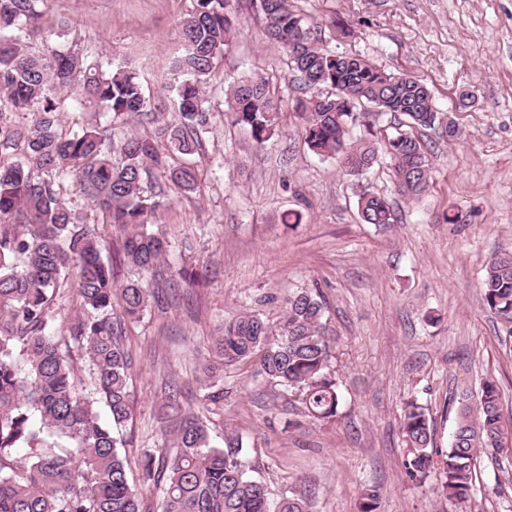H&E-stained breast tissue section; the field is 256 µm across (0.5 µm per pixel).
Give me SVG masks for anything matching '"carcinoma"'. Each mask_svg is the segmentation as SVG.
<instances>
[{"label": "carcinoma", "instance_id": "obj_1", "mask_svg": "<svg viewBox=\"0 0 512 512\" xmlns=\"http://www.w3.org/2000/svg\"><path fill=\"white\" fill-rule=\"evenodd\" d=\"M232 0H193L181 22L185 53L171 86L174 112L152 134L117 138L96 126L62 129L64 101L57 92L77 85L81 105L104 112L112 123L141 122L159 111L127 66L87 63L50 42L27 50L12 31L38 28L35 0H0V512H144L142 492L129 479L126 440L119 429L131 414V355L122 321L135 322L150 306L142 279H118L114 261L102 257L103 236L83 226V216L62 199L69 183L124 233L123 261L141 274L156 272L169 247L148 224L161 202L143 195V184L161 176L186 193L198 189L188 157L196 154L210 125L205 88L219 58L239 30ZM269 40L311 91L296 97L304 141L314 154L333 158L360 177L381 158L391 163L397 191L409 199L427 192L432 170L413 129L446 126L430 90L418 80L389 73L356 55H336L319 45L314 28L288 0H260ZM234 124L263 143L275 132L279 104L261 77L237 80L226 93ZM368 105L400 114L406 129L377 132ZM361 132L352 135V129ZM364 224L395 221L389 200L365 188L358 201ZM78 269L80 311L70 321L74 347L55 341L56 298L67 271ZM483 301L512 337V252L488 263ZM279 337L257 314L224 325L214 353L230 365L259 357L278 386L300 393L307 416H336L341 403L329 368L320 297L306 289L285 301ZM85 353L93 395L80 392L72 349ZM165 434L176 452L145 454L142 481L161 490L158 512H312L306 498L271 506L267 489L248 474L242 444L217 448L207 427L168 387ZM454 431L446 448L435 446L425 408L405 409L400 431L408 448L409 474L425 473L441 458L440 490L450 503L470 499L476 461L512 449V416L503 414L495 380L473 397L452 400Z\"/></svg>", "mask_w": 512, "mask_h": 512}]
</instances>
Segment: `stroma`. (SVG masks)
Segmentation results:
<instances>
[{
    "mask_svg": "<svg viewBox=\"0 0 512 512\" xmlns=\"http://www.w3.org/2000/svg\"><path fill=\"white\" fill-rule=\"evenodd\" d=\"M320 44L425 83L455 136L418 130L432 180L421 199L401 196L387 161L361 178L313 154L292 100L299 81L269 43L257 0H233L241 27L219 61L206 98L209 132L191 156L199 190L146 185L162 205L150 216L170 244L153 277L154 298L125 341L131 418L126 452L169 451L162 435L166 381L224 447L239 439L242 462L271 500L299 495L314 512H359L364 487L378 512H512V451L481 457L470 499L440 497L438 468L410 478L400 422L408 402L431 417L437 447L454 428L449 397L495 379L512 415V339L485 307L480 282L492 256L512 251V0H291ZM192 0H37L43 29L89 62L135 68L147 95L167 94L181 53L180 24ZM265 78L281 107L272 138L256 144L226 114L224 88ZM385 196L397 223H361V187ZM459 220L446 224L445 210ZM297 212L301 223L281 217ZM321 296L330 368L341 406L331 421L303 413L257 359L205 377L216 336L242 314L279 329L289 291ZM224 399L207 400L211 388Z\"/></svg>",
    "mask_w": 512,
    "mask_h": 512,
    "instance_id": "1",
    "label": "stroma"
}]
</instances>
